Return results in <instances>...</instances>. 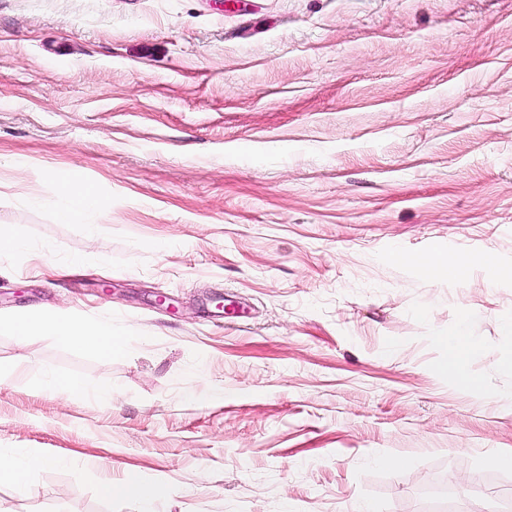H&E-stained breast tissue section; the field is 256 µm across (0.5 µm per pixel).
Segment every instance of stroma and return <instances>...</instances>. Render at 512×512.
<instances>
[{"mask_svg":"<svg viewBox=\"0 0 512 512\" xmlns=\"http://www.w3.org/2000/svg\"><path fill=\"white\" fill-rule=\"evenodd\" d=\"M54 169L102 208L58 223ZM2 224L0 317L129 351L0 331V448L47 458L0 512H138L129 470L158 512H512V0H0ZM416 265L421 274L432 280L464 281L468 277V262L463 258L433 255ZM6 328L19 341L39 332H49L63 343L89 345L103 356L127 352L124 340L112 336V328L106 324L76 322L56 312H34L7 322ZM442 336L444 348L448 351V358L443 361L441 367L442 371L451 381L473 383V377L465 369L464 357L468 351L475 348V343L457 328H448ZM47 383L55 392L66 398H74L88 392L80 381L69 377L56 375L49 378ZM165 489L161 485L146 483L136 471H129L121 485L103 480L98 484V493L103 498L124 496L140 505V512H153L155 503L162 498Z\"/></svg>","mask_w":512,"mask_h":512,"instance_id":"1","label":"stroma"}]
</instances>
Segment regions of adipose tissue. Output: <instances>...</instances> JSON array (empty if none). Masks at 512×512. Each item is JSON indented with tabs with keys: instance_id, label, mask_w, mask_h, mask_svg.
Instances as JSON below:
<instances>
[{
	"instance_id": "adipose-tissue-1",
	"label": "adipose tissue",
	"mask_w": 512,
	"mask_h": 512,
	"mask_svg": "<svg viewBox=\"0 0 512 512\" xmlns=\"http://www.w3.org/2000/svg\"><path fill=\"white\" fill-rule=\"evenodd\" d=\"M53 177L63 199V205L56 214L59 222L66 224L101 208L102 203L92 186L77 182L72 172L57 170ZM6 327L21 341L36 333L48 332L67 344L88 345L103 356L127 351L125 341L113 336L110 326L77 322L55 312H34L19 316L8 321ZM46 462V457L35 448H16L7 454L0 453V482L24 488L30 474ZM98 492L107 499L116 496L133 499L139 504L140 512H154V505L162 498L165 489L146 483L138 472L131 471L126 474L122 484L115 485L108 480L99 482Z\"/></svg>"
}]
</instances>
